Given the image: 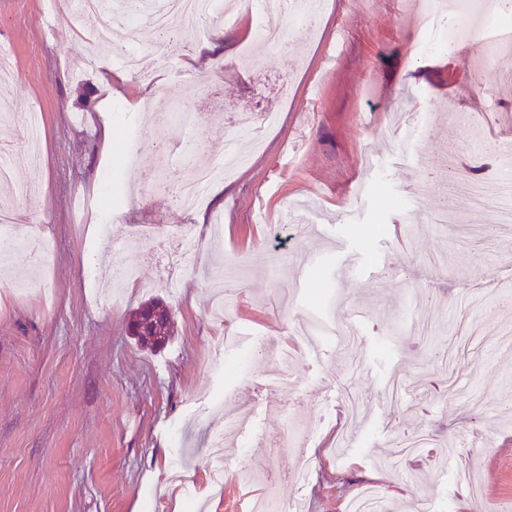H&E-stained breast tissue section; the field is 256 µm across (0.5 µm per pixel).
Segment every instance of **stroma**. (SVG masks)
Segmentation results:
<instances>
[{
    "mask_svg": "<svg viewBox=\"0 0 512 512\" xmlns=\"http://www.w3.org/2000/svg\"><path fill=\"white\" fill-rule=\"evenodd\" d=\"M95 25L64 11L50 37L41 0H0V45L17 70L0 97L43 114L42 163L14 175L31 191L19 231L53 247L49 267L20 250L0 271V512H249L264 485L234 470L296 466L298 455L268 453L263 438L294 441L287 413L298 405L311 467L276 495L300 512H344L371 483L398 512H418L422 499L430 512H512V224L490 223L454 190L501 173L493 154L470 151V116L486 142L512 138L496 64L473 86L485 45L464 34L452 50H426L434 34L407 0H327L316 37L286 16L276 46L214 16L227 58L192 60L201 39L190 28L176 29L182 53L168 58L147 36L142 78L110 96L124 111L101 113L80 46ZM177 104L202 115L200 166L223 157L238 118L280 116L261 147L243 142L251 160L224 179L223 201L205 196L195 215L177 198L186 165L176 134L143 146L133 134ZM396 106L413 121L381 136ZM106 181L118 218L107 229L80 218ZM444 207L464 223H431ZM186 228L199 248L184 257ZM114 241L137 279L105 308L88 270L111 259ZM157 248L177 265L178 293L148 257ZM386 258L384 279L364 276ZM154 297L175 333L151 351L128 325ZM351 307L363 312L357 342L342 337ZM298 313L319 356L295 357L287 381L269 383L258 346L280 348ZM227 331L229 349L218 345ZM240 357L248 364L231 377L223 364ZM226 401L248 423L228 441L217 492L206 441ZM418 431L430 450L414 471L401 444ZM176 467L189 487L171 483Z\"/></svg>",
    "mask_w": 512,
    "mask_h": 512,
    "instance_id": "stroma-1",
    "label": "stroma"
}]
</instances>
